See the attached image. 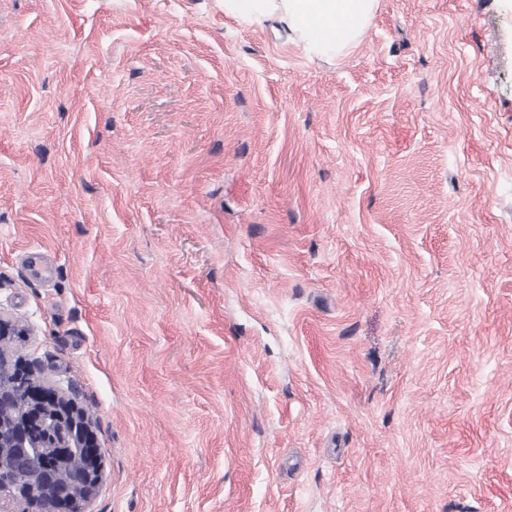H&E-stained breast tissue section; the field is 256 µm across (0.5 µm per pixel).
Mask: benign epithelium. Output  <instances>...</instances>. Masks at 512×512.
<instances>
[{"label":"benign epithelium","mask_w":512,"mask_h":512,"mask_svg":"<svg viewBox=\"0 0 512 512\" xmlns=\"http://www.w3.org/2000/svg\"><path fill=\"white\" fill-rule=\"evenodd\" d=\"M15 385L30 402L23 422L0 427V470L27 469L38 457L36 494L12 488L29 505L25 512H72L75 492L89 501L102 480L101 453L85 410L58 386H46L22 361L13 367Z\"/></svg>","instance_id":"obj_1"}]
</instances>
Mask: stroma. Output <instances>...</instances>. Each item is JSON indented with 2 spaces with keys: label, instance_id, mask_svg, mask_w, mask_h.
<instances>
[{
  "label": "stroma",
  "instance_id": "1",
  "mask_svg": "<svg viewBox=\"0 0 512 512\" xmlns=\"http://www.w3.org/2000/svg\"><path fill=\"white\" fill-rule=\"evenodd\" d=\"M0 318L86 512H512V0H0ZM377 6L378 0H224V12L259 25L274 21L315 56L355 46Z\"/></svg>",
  "mask_w": 512,
  "mask_h": 512
}]
</instances>
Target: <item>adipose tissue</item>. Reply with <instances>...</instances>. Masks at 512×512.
I'll list each match as a JSON object with an SVG mask.
<instances>
[{
	"instance_id": "ef3b65f1",
	"label": "adipose tissue",
	"mask_w": 512,
	"mask_h": 512,
	"mask_svg": "<svg viewBox=\"0 0 512 512\" xmlns=\"http://www.w3.org/2000/svg\"><path fill=\"white\" fill-rule=\"evenodd\" d=\"M378 0H224V10L251 23L273 21L315 56H336L355 46Z\"/></svg>"
}]
</instances>
